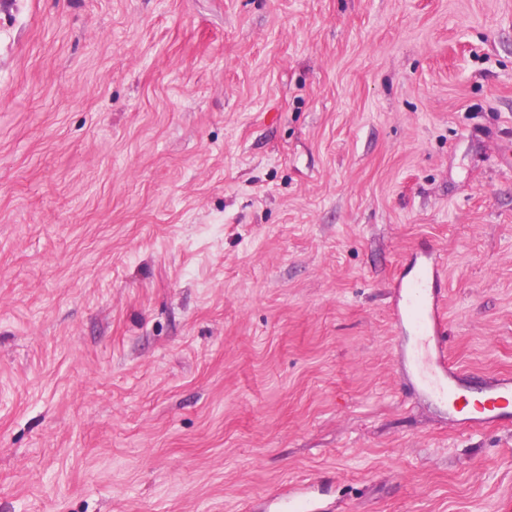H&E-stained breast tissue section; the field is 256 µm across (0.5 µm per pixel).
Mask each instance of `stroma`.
<instances>
[{"label": "stroma", "instance_id": "35a3bbf8", "mask_svg": "<svg viewBox=\"0 0 512 512\" xmlns=\"http://www.w3.org/2000/svg\"><path fill=\"white\" fill-rule=\"evenodd\" d=\"M425 249L512 374V0H0V512H512ZM440 264L432 252L424 254L416 278L398 282L393 309L396 325L411 324L421 336V343L410 351L420 386L430 395L448 401V409L457 416L451 422L461 431L471 432L504 417L512 408V375L491 377L481 388L482 399L473 400L463 393L470 379L467 370L448 359L446 325L442 308ZM276 512L304 511L318 512L324 508L319 506L316 497L308 488L285 485L273 499Z\"/></svg>", "mask_w": 512, "mask_h": 512}]
</instances>
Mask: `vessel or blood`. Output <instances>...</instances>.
Here are the masks:
<instances>
[{"label":"vessel or blood","instance_id":"obj_1","mask_svg":"<svg viewBox=\"0 0 512 512\" xmlns=\"http://www.w3.org/2000/svg\"><path fill=\"white\" fill-rule=\"evenodd\" d=\"M393 309L395 324H411L420 334L421 343L410 354L420 386L447 401L455 413L454 425L471 432L512 413V375L490 378L482 388L481 399H472L464 388L469 380L465 368L450 361L446 325L442 308L440 265L432 253H425L416 278L396 285ZM277 512H319L311 491L292 485L283 486L273 500Z\"/></svg>","mask_w":512,"mask_h":512}]
</instances>
